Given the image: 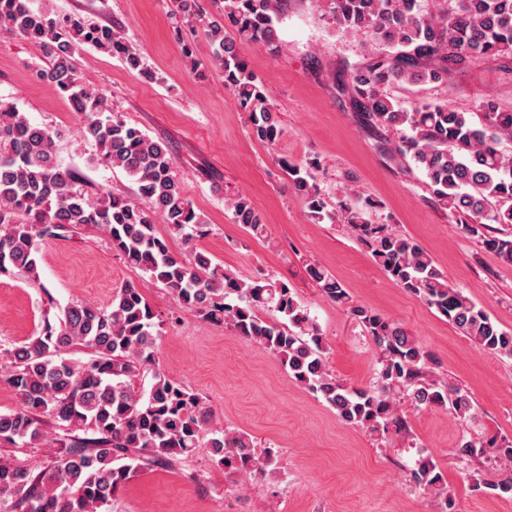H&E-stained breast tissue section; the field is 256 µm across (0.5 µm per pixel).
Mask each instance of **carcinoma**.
Masks as SVG:
<instances>
[{
    "mask_svg": "<svg viewBox=\"0 0 512 512\" xmlns=\"http://www.w3.org/2000/svg\"><path fill=\"white\" fill-rule=\"evenodd\" d=\"M326 13L344 32L364 33L375 48L370 62L350 74L351 102L363 124L403 133L394 152L410 157L428 179L442 207L465 217L464 231L512 264V239L487 236L489 224H512V111L496 98L483 101L480 125L471 113L446 105L405 107L386 88L395 84L438 82L450 70L472 67L486 58L512 54V0H445L440 17L426 11L425 0H323ZM272 0H224L220 17L205 19L201 0H176L174 16L202 21L212 59L224 85L250 112L252 133L272 142L279 134L277 113L262 85L236 49L237 41H256L280 51L270 15ZM0 26L35 43L49 61L37 75L52 83L81 111V133L97 160L123 170L137 185L143 206L110 195L90 201L76 177L61 167L57 133L30 121L11 103H0V274L18 269L38 277V245L62 238L78 226L101 229L125 263L167 288L176 304L268 350L298 385L322 398L345 422L373 432L392 426L406 430L396 406L402 397L418 409L442 408L463 420L474 419L473 405L457 388L434 380V354L399 323L373 309L350 304L346 288L318 265L306 268L326 298L347 305L377 351L376 380L352 388L326 365L321 330L280 280L238 279L194 250L177 257L155 230L158 217L169 231L189 243L205 236L207 224L185 197L167 148L110 110L106 96L79 76L76 47L87 44L141 69L140 56L122 33L80 17L57 18L46 6L33 10L29 0H0ZM287 166L292 188L320 219L325 202L311 169ZM235 223L254 235L263 233L250 202L229 204ZM373 202L353 194L341 206L343 223L368 248L399 287L445 317L460 334L491 353L512 356V332L462 291L448 285L430 255L388 224L366 219ZM271 311L274 320L261 312ZM44 325L42 335L3 350L7 381L19 405L0 412V443L35 448L55 427L52 460L41 469L0 458V512H111L116 491L149 465L173 468L198 448L209 449L215 463L230 470L260 473L272 460L262 456L244 433L214 428L204 438L209 411L183 383L155 371L148 392L134 380L154 360L159 334L155 314L141 289L125 283L111 303L99 307L73 303ZM79 349L85 361L70 357ZM491 450L508 464L497 489L512 496V442L462 440L461 458ZM414 481L440 492L448 512L451 499L437 466L419 456Z\"/></svg>",
    "mask_w": 512,
    "mask_h": 512,
    "instance_id": "obj_1",
    "label": "carcinoma"
}]
</instances>
